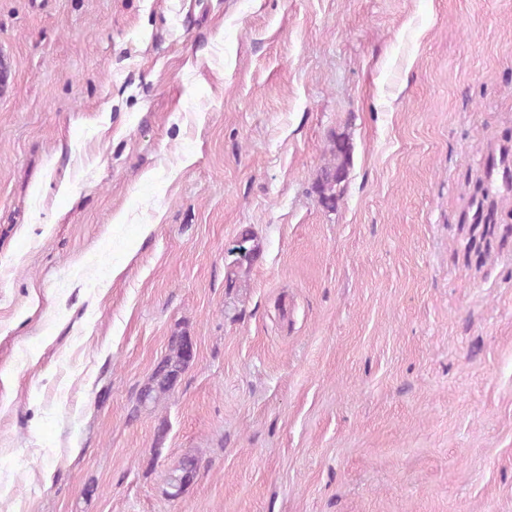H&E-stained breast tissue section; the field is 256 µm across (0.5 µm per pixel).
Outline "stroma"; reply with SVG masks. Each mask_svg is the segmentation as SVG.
Wrapping results in <instances>:
<instances>
[{
	"mask_svg": "<svg viewBox=\"0 0 512 512\" xmlns=\"http://www.w3.org/2000/svg\"><path fill=\"white\" fill-rule=\"evenodd\" d=\"M0 61V512H512V0H0ZM333 157L324 167L319 184V196L322 204L334 207L336 204V186L344 181L348 165V149L344 142L334 141L330 148ZM183 346V335L172 336L169 353L157 364L150 379L136 396V410L149 408L173 390L176 380L187 370Z\"/></svg>",
	"mask_w": 512,
	"mask_h": 512,
	"instance_id": "stroma-1",
	"label": "stroma"
}]
</instances>
